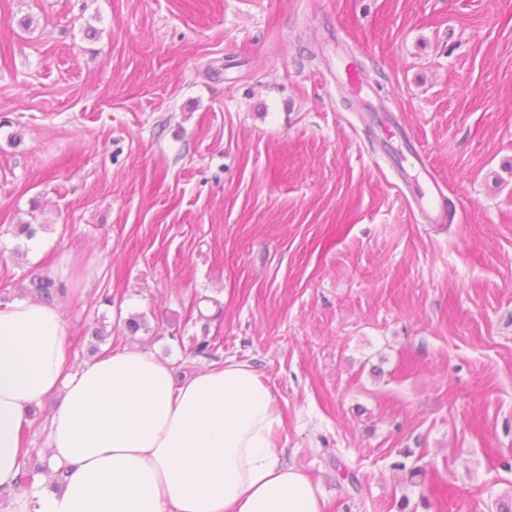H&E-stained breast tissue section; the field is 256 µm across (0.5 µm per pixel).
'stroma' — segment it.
<instances>
[{
  "mask_svg": "<svg viewBox=\"0 0 512 512\" xmlns=\"http://www.w3.org/2000/svg\"><path fill=\"white\" fill-rule=\"evenodd\" d=\"M339 48L447 184L451 223L397 188ZM37 270L66 285L73 364L98 323L142 314L176 380L207 366L206 333L256 368L324 512H497L512 0H0V297Z\"/></svg>",
  "mask_w": 512,
  "mask_h": 512,
  "instance_id": "1",
  "label": "stroma"
}]
</instances>
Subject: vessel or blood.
<instances>
[{
	"label": "vessel or blood",
	"instance_id": "b4317fda",
	"mask_svg": "<svg viewBox=\"0 0 512 512\" xmlns=\"http://www.w3.org/2000/svg\"><path fill=\"white\" fill-rule=\"evenodd\" d=\"M336 78L352 91L362 105L366 129L376 131L381 139L393 143L394 172L399 183L412 191L423 221L428 224L450 223L451 212L445 204L444 183L431 167L426 153L416 148L399 124L374 102L373 86L362 81L351 58H341Z\"/></svg>",
	"mask_w": 512,
	"mask_h": 512
}]
</instances>
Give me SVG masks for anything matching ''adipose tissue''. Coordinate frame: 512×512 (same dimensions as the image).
Instances as JSON below:
<instances>
[{
  "instance_id": "ef3b65f1",
  "label": "adipose tissue",
  "mask_w": 512,
  "mask_h": 512,
  "mask_svg": "<svg viewBox=\"0 0 512 512\" xmlns=\"http://www.w3.org/2000/svg\"><path fill=\"white\" fill-rule=\"evenodd\" d=\"M68 332L58 307L0 302V494L13 512H323L252 365L228 359L178 383L154 352L119 342L74 367ZM54 394L45 450L62 480L18 493L29 410Z\"/></svg>"
}]
</instances>
